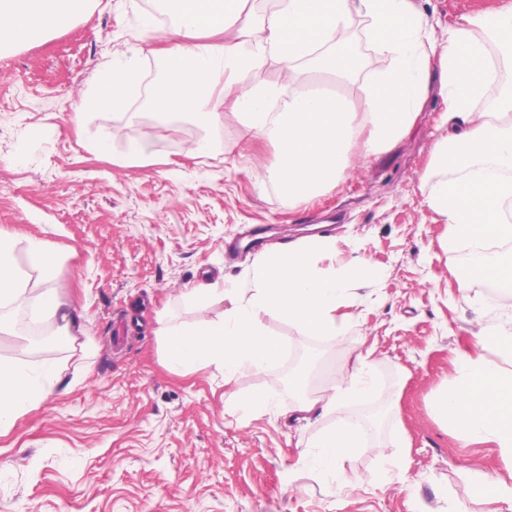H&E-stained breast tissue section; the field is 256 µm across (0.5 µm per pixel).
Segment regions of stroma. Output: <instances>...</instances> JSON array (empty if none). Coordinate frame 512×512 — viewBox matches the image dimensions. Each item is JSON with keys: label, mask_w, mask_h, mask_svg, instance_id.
Returning a JSON list of instances; mask_svg holds the SVG:
<instances>
[{"label": "stroma", "mask_w": 512, "mask_h": 512, "mask_svg": "<svg viewBox=\"0 0 512 512\" xmlns=\"http://www.w3.org/2000/svg\"><path fill=\"white\" fill-rule=\"evenodd\" d=\"M144 2L97 0L42 42L0 58V229L56 251L54 277L70 284L77 319L75 339L33 352L17 328L0 333V361L60 369L45 399L0 432V512H499L475 493L472 473L512 487V460L494 443L465 441L437 406L462 381L459 353L502 362V349H478L475 335L512 317V296L495 295L488 277L460 292L466 247L446 246L447 224L424 203L446 102L430 96L395 146L350 156L335 187L297 206L260 177L276 147L243 137L224 109L209 155H185L183 142L202 131L183 118L156 128V160L129 165L122 157L151 114L103 109L78 121L74 110L102 64L135 56L151 68L134 15ZM460 2L417 0L433 37L508 0ZM103 137L111 155L95 151ZM246 224L265 228L268 246L317 225L339 259L357 254L369 264L336 312L335 335L259 314L282 346L318 352L304 396L345 379L355 354L370 351L374 391L344 404L365 427L343 464L363 490L306 466L303 452L336 415L297 413L302 395L290 392L281 362L229 385L213 367L181 375L164 365L161 319L198 320L183 289L220 278L249 287V250L224 253ZM253 393L272 411L226 413Z\"/></svg>", "instance_id": "35a3bbf8"}]
</instances>
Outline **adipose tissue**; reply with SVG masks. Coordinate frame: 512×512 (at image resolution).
Instances as JSON below:
<instances>
[{"instance_id": "ef3b65f1", "label": "adipose tissue", "mask_w": 512, "mask_h": 512, "mask_svg": "<svg viewBox=\"0 0 512 512\" xmlns=\"http://www.w3.org/2000/svg\"><path fill=\"white\" fill-rule=\"evenodd\" d=\"M81 2L0 0V58L43 41ZM172 2L173 23L160 24L147 11L137 22L148 53L169 63L165 79L146 90L136 60L109 63L77 106L82 114L110 108L127 112L148 101L155 126L129 144L125 162L153 160L154 129L169 124L172 114H189L206 129L218 108L228 104L248 134L276 146L277 162L264 176L294 205L334 187L352 150L369 157L404 137L435 91L448 102L443 122L455 132L434 146V163L425 174L431 184L427 205L448 224L449 245L512 242V86L487 100L484 112L474 110L491 71L512 68V50L492 58L481 36L491 28L512 32V4L488 19L464 18L438 43L427 35L412 0H275L273 9L247 22L241 19L246 0ZM357 13L369 23L373 54L391 61L389 68L360 82L354 77L356 61L337 39ZM271 63L285 83H267L263 71ZM351 82L364 104L359 115L343 90ZM18 243L16 235L0 230V316L28 305L55 320L60 335L73 336L66 287L52 279L56 254L30 238L20 265L14 259ZM334 253L331 237L324 235L254 253L256 288L246 299L217 281L184 289V301L200 319L191 329L164 327L167 365L182 372L213 365L228 384L243 372L266 368L278 359L280 344L260 329L258 314L265 310L309 335L335 334L336 311L363 262L357 258L337 270L323 268L322 260ZM32 269L50 279V287H30ZM227 298L231 309L209 319L212 307ZM458 369L464 383L440 395V411L466 440L493 442L512 456V370L470 355L459 358ZM58 379L52 363L34 371L0 362V430L38 405ZM373 387L371 366L360 353L347 380L324 385L297 410H335L346 398L366 397ZM360 438L359 426L338 414L305 460L321 474H339L344 488L356 489L359 478L340 475L339 469Z\"/></svg>"}]
</instances>
